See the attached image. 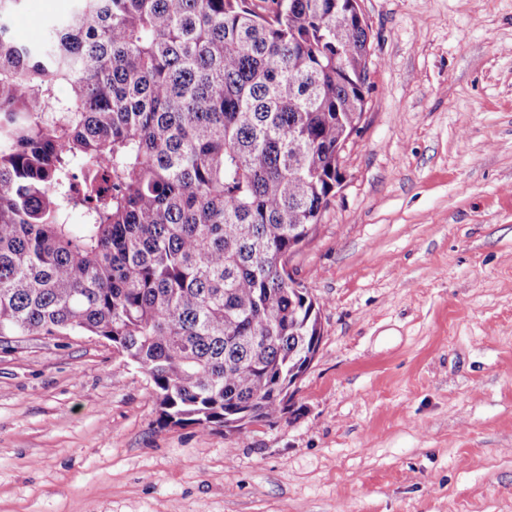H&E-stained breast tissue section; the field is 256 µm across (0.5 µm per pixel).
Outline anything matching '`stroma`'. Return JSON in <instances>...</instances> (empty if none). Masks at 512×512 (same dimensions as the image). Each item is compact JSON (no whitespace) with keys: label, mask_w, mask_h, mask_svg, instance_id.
<instances>
[{"label":"stroma","mask_w":512,"mask_h":512,"mask_svg":"<svg viewBox=\"0 0 512 512\" xmlns=\"http://www.w3.org/2000/svg\"><path fill=\"white\" fill-rule=\"evenodd\" d=\"M360 8L368 108L288 260L322 327L294 414L164 427L106 341L0 337V512H512V0Z\"/></svg>","instance_id":"35a3bbf8"}]
</instances>
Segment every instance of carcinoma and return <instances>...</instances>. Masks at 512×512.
<instances>
[{
    "label": "carcinoma",
    "instance_id": "carcinoma-1",
    "mask_svg": "<svg viewBox=\"0 0 512 512\" xmlns=\"http://www.w3.org/2000/svg\"><path fill=\"white\" fill-rule=\"evenodd\" d=\"M23 2L0 0V336L107 340L164 426L294 413L320 304L279 265L368 107L358 0H73L35 45Z\"/></svg>",
    "mask_w": 512,
    "mask_h": 512
}]
</instances>
